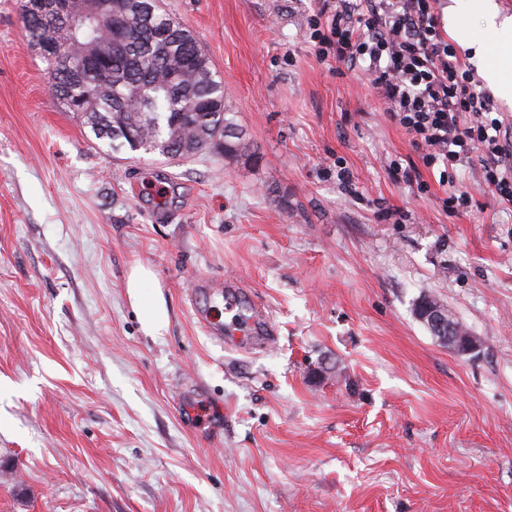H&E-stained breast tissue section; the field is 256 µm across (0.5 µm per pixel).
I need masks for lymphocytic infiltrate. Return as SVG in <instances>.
Returning <instances> with one entry per match:
<instances>
[{"mask_svg":"<svg viewBox=\"0 0 512 512\" xmlns=\"http://www.w3.org/2000/svg\"><path fill=\"white\" fill-rule=\"evenodd\" d=\"M320 60L362 74L391 121L439 183L457 167L478 174L499 208L512 210V125L442 33L438 0H324L308 18Z\"/></svg>","mask_w":512,"mask_h":512,"instance_id":"obj_1","label":"lymphocytic infiltrate"}]
</instances>
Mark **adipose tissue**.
<instances>
[{"label":"adipose tissue","mask_w":512,"mask_h":512,"mask_svg":"<svg viewBox=\"0 0 512 512\" xmlns=\"http://www.w3.org/2000/svg\"><path fill=\"white\" fill-rule=\"evenodd\" d=\"M467 11L482 20L491 34L490 41L475 44L473 56L494 92L512 103V16L502 14L497 0H467ZM153 276L151 269L134 266L126 288L144 333L157 336L167 329L169 313L162 294L148 300L141 296L144 281Z\"/></svg>","instance_id":"1"}]
</instances>
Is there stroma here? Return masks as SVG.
I'll use <instances>...</instances> for the list:
<instances>
[{"label":"stroma","mask_w":512,"mask_h":512,"mask_svg":"<svg viewBox=\"0 0 512 512\" xmlns=\"http://www.w3.org/2000/svg\"><path fill=\"white\" fill-rule=\"evenodd\" d=\"M317 3L159 0L250 144L168 162L97 140L0 0V512H512V212L462 166L475 204L442 209L317 57ZM229 285L274 344L213 339ZM423 294L478 351L431 337ZM150 278H154L151 269L143 265H136L131 269L127 278L126 288L131 304L138 313L144 333L149 336H157L167 329L169 313L160 291L149 300H144L141 297L143 283ZM429 304H433L435 306H438L440 308H442L443 310H445L447 313H448V319L453 323V325L455 326V329L457 331V334L458 336H471L467 330H465L463 324L459 323L458 321L454 320L452 314L449 312V310L443 305V304H440L438 301H436L434 298H431V297H427V296H423L421 297L417 304L415 305V309H414V315L416 316V318L418 319V317H421L423 311L425 310V307ZM419 320V319H418ZM420 321V320H419ZM421 322V321H420ZM425 327L426 329L430 332V335L431 336H434L437 340H439V336L438 334H436V332L432 331L430 328H428L423 322H421ZM440 343H442L441 345L443 344H446L442 341L439 340ZM439 343V344H440ZM444 346H448L449 348H453L459 352H463L462 349H460V346L458 345H454L450 342H448V344L444 345Z\"/></svg>","instance_id":"obj_1"}]
</instances>
